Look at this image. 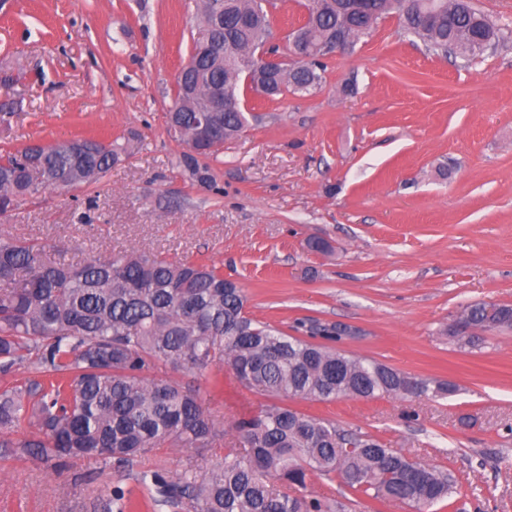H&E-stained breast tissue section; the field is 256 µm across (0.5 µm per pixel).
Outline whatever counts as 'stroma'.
Segmentation results:
<instances>
[{
  "label": "stroma",
  "mask_w": 512,
  "mask_h": 512,
  "mask_svg": "<svg viewBox=\"0 0 512 512\" xmlns=\"http://www.w3.org/2000/svg\"><path fill=\"white\" fill-rule=\"evenodd\" d=\"M199 27L194 0H0V101L17 103L0 112V151L80 138L134 148L93 187L24 199L0 236L71 262L149 250L213 264L256 320L355 327L342 350L455 393L293 408L449 471L458 495L442 512H512V330L480 331L475 348L447 333L470 304H512V43L473 64L436 57L389 16L327 59L316 95L250 97L258 122L200 159V179L166 123ZM318 239L327 251L308 248ZM217 374L159 372L201 389L223 447L156 448L122 467L0 455V512H97L117 487L150 496L141 472L219 462L239 412L270 399L215 390ZM307 491L348 512H411L337 477L311 476Z\"/></svg>",
  "instance_id": "1"
}]
</instances>
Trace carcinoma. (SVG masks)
<instances>
[{"instance_id":"cac0c4a2","label":"carcinoma","mask_w":512,"mask_h":512,"mask_svg":"<svg viewBox=\"0 0 512 512\" xmlns=\"http://www.w3.org/2000/svg\"><path fill=\"white\" fill-rule=\"evenodd\" d=\"M309 0L310 19L297 27L309 60L282 62L264 78L267 98L286 92L313 96L322 89L323 48L340 34L359 41L398 15L403 33L434 56L472 62L512 40V28L495 24L472 0ZM276 0H224V57L195 55L227 95L248 87L237 57L255 56L273 39L266 7ZM194 111L181 112L175 140L195 147ZM224 138L240 136L258 116L217 112ZM131 147L92 138L35 144L0 153V215L20 200L64 180L70 187L98 183ZM484 303L459 319L484 328ZM287 333L250 317L243 289L214 265L173 262L130 250L90 254L73 264L49 260L37 245L0 237V373L28 360L42 379L0 391V447L18 448L44 464L62 457L97 456L118 466L150 450L208 448L224 435L200 389L153 376L161 367H227L240 385L279 399L235 422L237 444L201 472L187 464L175 477L154 470L142 476L163 505L187 503L192 512H345V505L309 494L313 474L339 476L356 494L429 512L457 494L454 477L421 465L361 431L339 428L282 403L284 399L335 401L383 395H450V383L415 378L335 347V324L312 321ZM31 437L9 435L21 423ZM101 512H135L125 492L113 489Z\"/></svg>"}]
</instances>
